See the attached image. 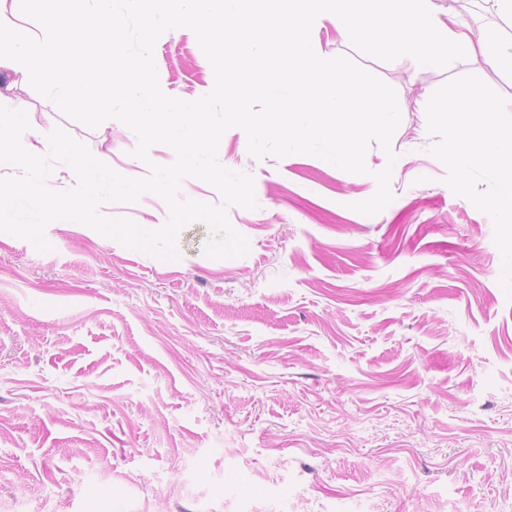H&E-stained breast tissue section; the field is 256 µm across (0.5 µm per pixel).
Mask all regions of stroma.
Segmentation results:
<instances>
[{
    "mask_svg": "<svg viewBox=\"0 0 512 512\" xmlns=\"http://www.w3.org/2000/svg\"><path fill=\"white\" fill-rule=\"evenodd\" d=\"M433 4L512 36L489 0ZM312 41L395 89V164L375 141L365 175L257 159L229 129L224 165L253 177L258 203L227 210L249 241L238 258H209L202 222L174 262L76 222L48 225L47 253L0 233V512H512V301L492 220L445 184L426 118L452 78L510 100L512 78L476 57L387 62L328 22ZM154 59L170 96L214 85L189 29L164 33ZM0 95L32 133L63 128L147 174L120 121L87 128L3 67ZM388 165L393 201L351 210ZM101 211L168 218L150 193Z\"/></svg>",
    "mask_w": 512,
    "mask_h": 512,
    "instance_id": "obj_1",
    "label": "stroma"
}]
</instances>
